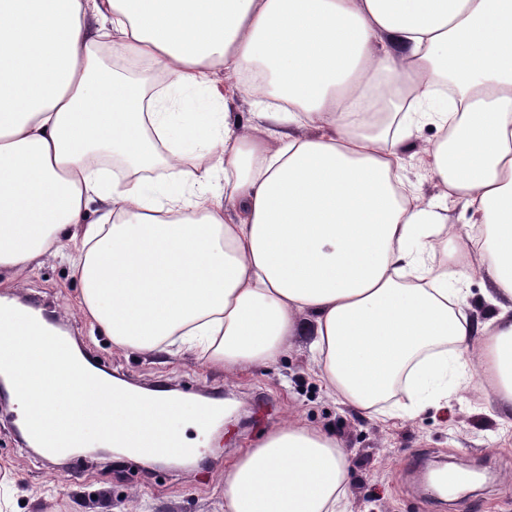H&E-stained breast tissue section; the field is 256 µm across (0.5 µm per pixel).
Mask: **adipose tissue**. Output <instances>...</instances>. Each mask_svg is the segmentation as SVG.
Listing matches in <instances>:
<instances>
[{
  "label": "adipose tissue",
  "mask_w": 512,
  "mask_h": 512,
  "mask_svg": "<svg viewBox=\"0 0 512 512\" xmlns=\"http://www.w3.org/2000/svg\"><path fill=\"white\" fill-rule=\"evenodd\" d=\"M101 38L209 109L97 79ZM412 141L438 197L398 175ZM157 168L174 182L148 189ZM458 211L484 233L447 257ZM66 229L118 348L236 372L307 336L360 413L399 385L418 416L453 366L512 416V0H0V271ZM474 270L478 324L455 287ZM349 479L337 438L291 420L225 472L224 512H344Z\"/></svg>",
  "instance_id": "1"
}]
</instances>
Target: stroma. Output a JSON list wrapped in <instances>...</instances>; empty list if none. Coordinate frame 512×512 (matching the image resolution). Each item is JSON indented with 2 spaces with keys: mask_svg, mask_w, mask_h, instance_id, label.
Instances as JSON below:
<instances>
[{
  "mask_svg": "<svg viewBox=\"0 0 512 512\" xmlns=\"http://www.w3.org/2000/svg\"><path fill=\"white\" fill-rule=\"evenodd\" d=\"M11 295L46 309L116 380L141 388L163 381L189 398L220 395L225 411L208 431L186 429L198 448L188 462L80 452L55 459L19 441L17 412L1 416L0 512H222L225 468L291 418L331 431L350 453L348 512H512V423L476 384L461 383L417 417L383 421L327 394L304 339L275 364L234 375L189 354L117 349L82 315L65 251L46 255L21 288L1 284L0 296ZM444 460L481 471L483 482L466 497L427 494L420 476Z\"/></svg>",
  "mask_w": 512,
  "mask_h": 512,
  "instance_id": "1",
  "label": "stroma"
}]
</instances>
